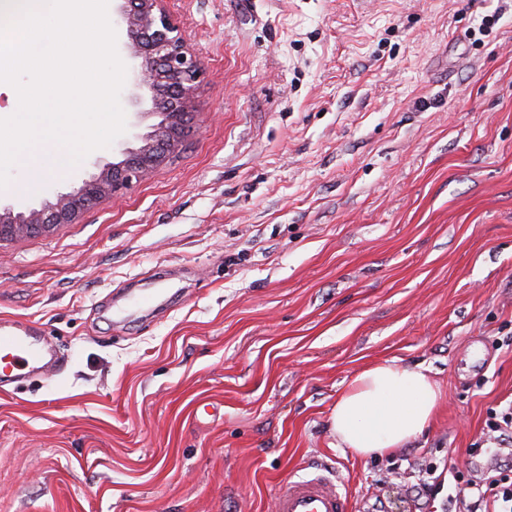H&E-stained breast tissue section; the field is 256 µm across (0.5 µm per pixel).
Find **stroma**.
I'll use <instances>...</instances> for the list:
<instances>
[{"label": "stroma", "mask_w": 512, "mask_h": 512, "mask_svg": "<svg viewBox=\"0 0 512 512\" xmlns=\"http://www.w3.org/2000/svg\"><path fill=\"white\" fill-rule=\"evenodd\" d=\"M204 72L182 149L76 223L0 240V318L59 376L0 388V512H444L512 401V0H164ZM177 300L115 320L156 267ZM384 360L444 398L407 448L336 445ZM276 512H350L347 493L326 470L288 478L276 493Z\"/></svg>", "instance_id": "obj_1"}]
</instances>
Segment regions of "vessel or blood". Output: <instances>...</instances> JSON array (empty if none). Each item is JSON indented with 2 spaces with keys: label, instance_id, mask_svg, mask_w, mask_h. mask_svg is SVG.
Masks as SVG:
<instances>
[{
  "label": "vessel or blood",
  "instance_id": "b4317fda",
  "mask_svg": "<svg viewBox=\"0 0 512 512\" xmlns=\"http://www.w3.org/2000/svg\"><path fill=\"white\" fill-rule=\"evenodd\" d=\"M60 368L53 350L38 342L28 322L0 319V373L19 378L48 376ZM347 493L325 471H315L279 485L276 512H350Z\"/></svg>",
  "mask_w": 512,
  "mask_h": 512
}]
</instances>
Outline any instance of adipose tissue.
I'll list each match as a JSON object with an SVG mask.
<instances>
[{"mask_svg": "<svg viewBox=\"0 0 512 512\" xmlns=\"http://www.w3.org/2000/svg\"><path fill=\"white\" fill-rule=\"evenodd\" d=\"M441 395L439 383L421 366L380 361L339 392L331 427L340 447L359 456L395 451L428 427Z\"/></svg>", "mask_w": 512, "mask_h": 512, "instance_id": "adipose-tissue-1", "label": "adipose tissue"}]
</instances>
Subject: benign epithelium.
I'll return each mask as SVG.
<instances>
[{
	"label": "benign epithelium",
	"mask_w": 512,
	"mask_h": 512,
	"mask_svg": "<svg viewBox=\"0 0 512 512\" xmlns=\"http://www.w3.org/2000/svg\"><path fill=\"white\" fill-rule=\"evenodd\" d=\"M116 26L132 59L144 61L135 87L145 91L155 118L138 148L118 149L122 159L91 164L96 171L67 191L24 204L0 202V240L44 231L55 224H70L98 201L125 189L132 179L148 176L182 146L192 122L203 65L190 50L178 28L161 8L162 0H120Z\"/></svg>",
	"instance_id": "benign-epithelium-1"
}]
</instances>
